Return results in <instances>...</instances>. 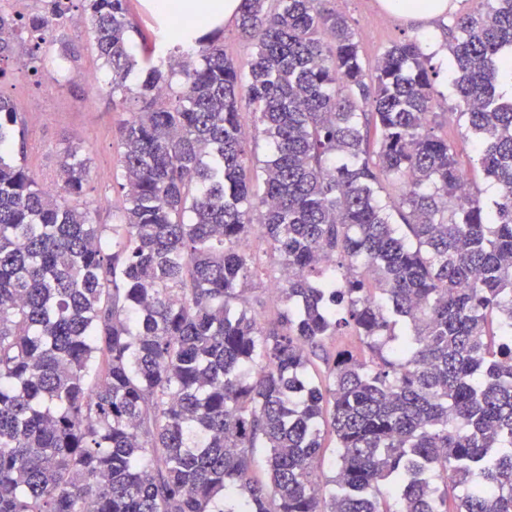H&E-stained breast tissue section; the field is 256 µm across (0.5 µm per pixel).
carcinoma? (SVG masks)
Returning <instances> with one entry per match:
<instances>
[{"instance_id": "carcinoma-1", "label": "carcinoma", "mask_w": 512, "mask_h": 512, "mask_svg": "<svg viewBox=\"0 0 512 512\" xmlns=\"http://www.w3.org/2000/svg\"><path fill=\"white\" fill-rule=\"evenodd\" d=\"M70 2L0 12V56L25 32L40 61ZM328 2L241 0L243 106L221 29L162 25L133 89L127 0H84L130 111L117 224L82 207L79 150L53 191L8 154L0 97V512H512V0L455 15L449 44L490 205L428 130L421 42L369 75ZM249 118L270 145L260 197ZM254 235L288 271L268 324Z\"/></svg>"}]
</instances>
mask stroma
<instances>
[{"instance_id": "35a3bbf8", "label": "stroma", "mask_w": 512, "mask_h": 512, "mask_svg": "<svg viewBox=\"0 0 512 512\" xmlns=\"http://www.w3.org/2000/svg\"><path fill=\"white\" fill-rule=\"evenodd\" d=\"M380 0H331V6L344 15L359 47L366 71H373L377 60L392 44L419 35V22L386 15ZM84 12L83 0H73L71 14L48 35L39 55V66L30 63V43L19 38L6 57L0 58V96L17 106L15 139L11 155L21 158L39 185L57 182L60 164L71 148H78L87 160L89 185L85 201L95 223L117 221L123 197L118 190L117 170L121 152L119 129L129 111L107 82H86L87 72H103L88 26H76L72 17ZM436 132L453 145L469 182L484 195L494 189L474 162L471 137L458 113L462 106L445 91L446 81H437Z\"/></svg>"}]
</instances>
